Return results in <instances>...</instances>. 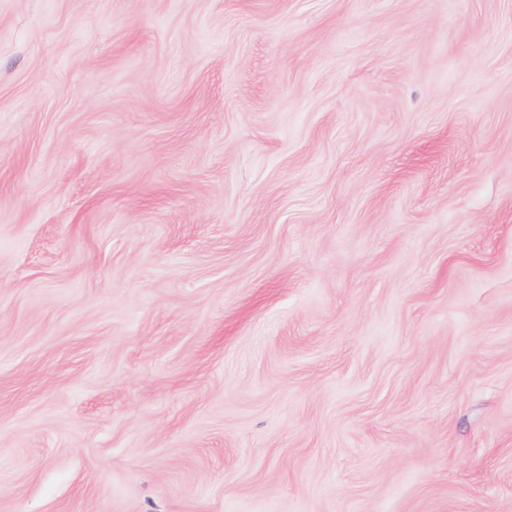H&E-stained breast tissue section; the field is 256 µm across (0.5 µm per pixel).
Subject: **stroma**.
<instances>
[{
	"instance_id": "1",
	"label": "stroma",
	"mask_w": 512,
	"mask_h": 512,
	"mask_svg": "<svg viewBox=\"0 0 512 512\" xmlns=\"http://www.w3.org/2000/svg\"><path fill=\"white\" fill-rule=\"evenodd\" d=\"M0 512H512V0H0Z\"/></svg>"
}]
</instances>
